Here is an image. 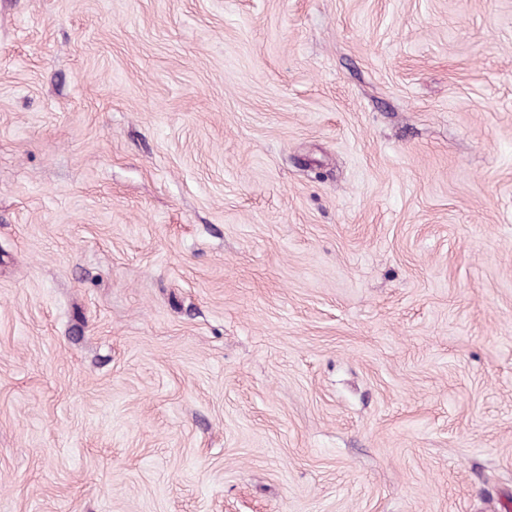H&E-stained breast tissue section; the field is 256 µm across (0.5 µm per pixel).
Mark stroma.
<instances>
[{"label": "stroma", "instance_id": "obj_1", "mask_svg": "<svg viewBox=\"0 0 512 512\" xmlns=\"http://www.w3.org/2000/svg\"><path fill=\"white\" fill-rule=\"evenodd\" d=\"M0 512H512V0H0Z\"/></svg>", "mask_w": 512, "mask_h": 512}]
</instances>
